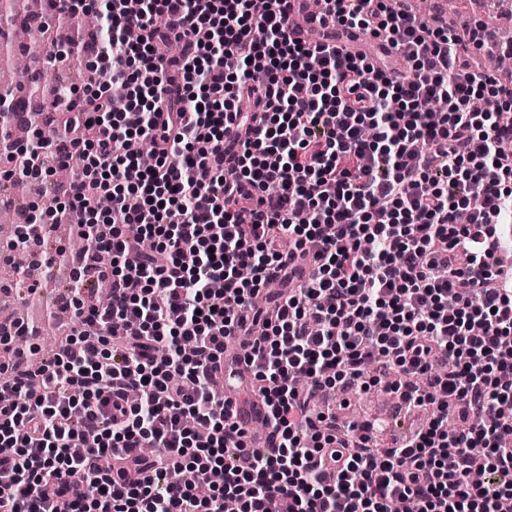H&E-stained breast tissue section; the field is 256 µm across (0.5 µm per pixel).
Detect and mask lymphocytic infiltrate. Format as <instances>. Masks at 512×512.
Wrapping results in <instances>:
<instances>
[{"mask_svg": "<svg viewBox=\"0 0 512 512\" xmlns=\"http://www.w3.org/2000/svg\"><path fill=\"white\" fill-rule=\"evenodd\" d=\"M283 2L46 0L55 46L106 77L65 90L37 127L42 155L81 159L62 204L97 246L67 342L37 369L0 351V512H497L512 498L497 408L512 400V83L386 0H322L331 25L312 42ZM92 12L101 26L80 28ZM351 30L368 52L337 46ZM486 95L494 107L475 110ZM140 136L152 166L121 149ZM233 340L251 346L265 452L212 388ZM338 386L430 418L378 447L375 422L314 409Z\"/></svg>", "mask_w": 512, "mask_h": 512, "instance_id": "obj_1", "label": "lymphocytic infiltrate"}]
</instances>
